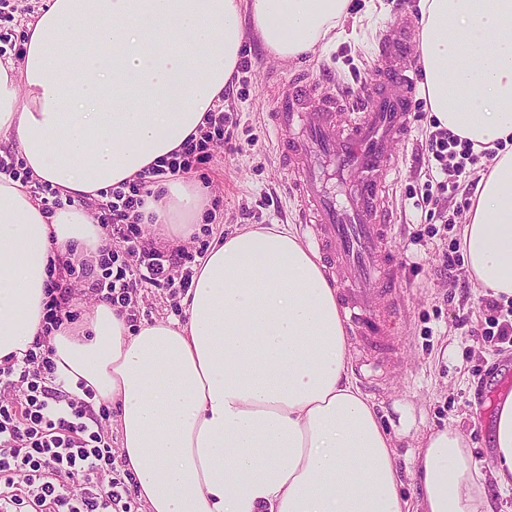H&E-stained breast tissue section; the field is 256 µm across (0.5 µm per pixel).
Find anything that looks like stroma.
Returning a JSON list of instances; mask_svg holds the SVG:
<instances>
[{
	"label": "stroma",
	"mask_w": 512,
	"mask_h": 512,
	"mask_svg": "<svg viewBox=\"0 0 512 512\" xmlns=\"http://www.w3.org/2000/svg\"><path fill=\"white\" fill-rule=\"evenodd\" d=\"M405 17L419 23V0H350L343 37L288 61L274 59L256 38L246 40L241 55L252 68L224 91V110L235 120L231 138L214 149L206 169L189 173L209 187V198L219 207L215 218L202 219L184 249L202 256L213 236L250 224H290L302 232L266 121L272 109L267 88L297 73L359 88L370 77L380 32ZM432 130L427 101L421 91H413L409 136L398 151L399 170L389 178L397 219L390 249L401 303L399 354L391 361L378 359L370 368L361 352L348 351L356 386H367V399L394 439L395 464L411 512L418 507L414 461L424 436L458 430L481 474H489L498 403L512 393L506 384L512 377V342L499 337L501 327L512 323V303L501 302L495 311L481 306L490 292L475 286L462 243L469 185L482 166L467 165L441 206L426 204L428 187L444 178L425 148Z\"/></svg>",
	"instance_id": "1"
}]
</instances>
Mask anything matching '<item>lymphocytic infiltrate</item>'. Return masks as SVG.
<instances>
[{
    "label": "lymphocytic infiltrate",
    "instance_id": "obj_1",
    "mask_svg": "<svg viewBox=\"0 0 512 512\" xmlns=\"http://www.w3.org/2000/svg\"><path fill=\"white\" fill-rule=\"evenodd\" d=\"M229 120L223 109L207 112L199 135L135 181L110 189L99 219L111 227V243L96 260L69 265L66 280L84 283L88 295L125 311L133 325L142 289L187 291L192 273L182 264L189 253L146 246L140 209L160 179L209 165L212 147L224 143ZM426 147L440 165L456 172L497 154L486 146L475 149L445 129L430 133ZM122 255L129 259L126 268L113 271ZM54 370L39 340L23 357H8L0 365V512H134V479L122 469L92 413V390L80 396L68 392L52 383Z\"/></svg>",
    "mask_w": 512,
    "mask_h": 512
}]
</instances>
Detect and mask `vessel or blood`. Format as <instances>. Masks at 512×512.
Returning <instances> with one entry per match:
<instances>
[{
  "label": "vessel or blood",
  "instance_id": "vessel-or-blood-1",
  "mask_svg": "<svg viewBox=\"0 0 512 512\" xmlns=\"http://www.w3.org/2000/svg\"><path fill=\"white\" fill-rule=\"evenodd\" d=\"M413 30L397 23L378 40V57L357 107L327 80L292 82L271 97L270 131L299 221L326 262L357 349L392 355L401 341L391 318L397 283L387 178L394 148L410 128Z\"/></svg>",
  "mask_w": 512,
  "mask_h": 512
}]
</instances>
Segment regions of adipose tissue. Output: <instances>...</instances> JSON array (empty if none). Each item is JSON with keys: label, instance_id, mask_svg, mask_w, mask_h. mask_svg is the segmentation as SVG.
<instances>
[{"label": "adipose tissue", "instance_id": "ef3b65f1", "mask_svg": "<svg viewBox=\"0 0 512 512\" xmlns=\"http://www.w3.org/2000/svg\"><path fill=\"white\" fill-rule=\"evenodd\" d=\"M350 0H46L23 57L0 63V134L29 183L0 174V363L42 332L51 281L106 238L86 198L132 180L196 133L247 31L275 58L334 41ZM422 90L440 127L512 138V0H420ZM71 195L45 215L32 183ZM203 190L164 183L144 223L191 237ZM462 239L476 283L512 297V149L482 174ZM185 321L141 323L100 302L52 330L55 376L112 407L146 512H409L393 440L352 381L346 330L315 253L280 224L214 239ZM483 478L463 437L417 456L422 512H495L512 488V393Z\"/></svg>", "mask_w": 512, "mask_h": 512}]
</instances>
